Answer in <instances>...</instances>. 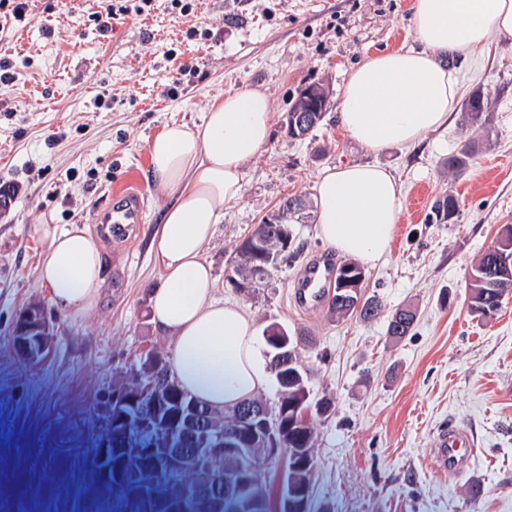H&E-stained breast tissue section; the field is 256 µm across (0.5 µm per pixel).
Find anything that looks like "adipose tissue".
Listing matches in <instances>:
<instances>
[{"label": "adipose tissue", "mask_w": 512, "mask_h": 512, "mask_svg": "<svg viewBox=\"0 0 512 512\" xmlns=\"http://www.w3.org/2000/svg\"><path fill=\"white\" fill-rule=\"evenodd\" d=\"M414 48L384 51L350 69L339 121L373 152L411 145L447 129L459 82L445 65L490 36L512 37V0H413ZM272 104L250 87L214 98L200 125H166L149 144L156 192L165 199L150 249L162 269L148 292L152 323L170 337L171 369L198 400L221 411L264 391L270 381L252 318L214 298L203 250L226 205L243 194L246 166L267 144ZM322 241L371 264L389 249L402 186L377 164L326 168L315 185ZM46 243L41 281L61 312L87 319L107 283L102 250L88 229L40 225Z\"/></svg>", "instance_id": "ef3b65f1"}]
</instances>
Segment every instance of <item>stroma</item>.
I'll return each instance as SVG.
<instances>
[{
	"mask_svg": "<svg viewBox=\"0 0 512 512\" xmlns=\"http://www.w3.org/2000/svg\"><path fill=\"white\" fill-rule=\"evenodd\" d=\"M413 0H192L189 11L151 0L118 16L107 35L90 19L102 0H29L28 19L0 30V57L17 79L0 84V183L18 193L0 209V512H97L90 447L113 380L151 347L172 348L149 324L147 297L162 271L150 250L164 201L154 191L148 147L171 122L200 123L211 100L245 86L267 90L270 138L245 169L238 203L225 206L205 250L215 297L245 308L258 329L279 323L312 337L298 347L315 396L333 401L313 419L318 512H512V296L497 316L470 313L472 266L512 225V39L495 37L458 56L460 94L447 130L415 145L371 152L341 127L347 71L371 55L409 48ZM179 96H170L172 84ZM326 84L323 120L300 139L284 117L300 90ZM488 126L470 123L474 90ZM473 157L452 169L463 145ZM377 163L398 176L404 199L388 253L365 265L363 292L378 315L336 318L301 308L294 281L305 263L335 250L317 215L292 219L299 259L251 293L231 288L235 246L282 198L314 202L322 170ZM139 189L146 217L126 239L102 235L94 217L123 186ZM454 197L450 221L434 205ZM86 225L104 254L108 286L92 320L58 311L38 279L41 224ZM40 303L53 330L47 358L24 363L12 346L19 313ZM410 306L409 335L386 333ZM464 425L476 449L469 473L448 478L429 456L441 425ZM479 487L471 498V487Z\"/></svg>",
	"mask_w": 512,
	"mask_h": 512,
	"instance_id": "1",
	"label": "stroma"
}]
</instances>
